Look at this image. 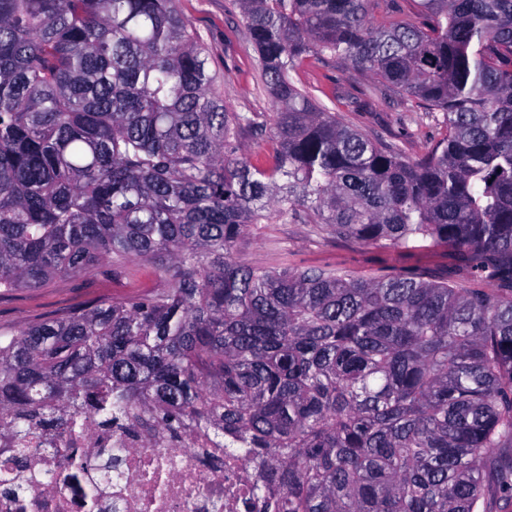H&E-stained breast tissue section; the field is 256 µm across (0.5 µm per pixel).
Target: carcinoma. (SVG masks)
<instances>
[{"label": "carcinoma", "instance_id": "1", "mask_svg": "<svg viewBox=\"0 0 512 512\" xmlns=\"http://www.w3.org/2000/svg\"><path fill=\"white\" fill-rule=\"evenodd\" d=\"M236 0L273 105L243 131L179 0H0V294L128 259L164 288L0 333V437L178 433L264 512H503L512 497V0ZM333 61L442 113L419 158L296 79ZM448 247L496 290L237 260L251 224Z\"/></svg>", "mask_w": 512, "mask_h": 512}]
</instances>
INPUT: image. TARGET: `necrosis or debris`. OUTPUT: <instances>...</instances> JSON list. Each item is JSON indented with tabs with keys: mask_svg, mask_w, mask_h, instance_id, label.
Here are the masks:
<instances>
[{
	"mask_svg": "<svg viewBox=\"0 0 512 512\" xmlns=\"http://www.w3.org/2000/svg\"><path fill=\"white\" fill-rule=\"evenodd\" d=\"M0 448V512H247L252 470L214 447L194 425L176 436L98 426L63 433L57 444L30 437L22 467Z\"/></svg>",
	"mask_w": 512,
	"mask_h": 512,
	"instance_id": "4bbe7bcc",
	"label": "necrosis or debris"
}]
</instances>
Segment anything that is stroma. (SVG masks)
<instances>
[{
    "label": "stroma",
    "mask_w": 512,
    "mask_h": 512,
    "mask_svg": "<svg viewBox=\"0 0 512 512\" xmlns=\"http://www.w3.org/2000/svg\"><path fill=\"white\" fill-rule=\"evenodd\" d=\"M183 16L208 47L210 67L218 76L224 104L232 112H250L271 123V108L257 86L256 53L244 39L235 0H180ZM301 84L324 91L354 93L358 78L337 71L335 65L310 62L298 73ZM348 123L376 138L395 142L406 158L425 154L440 138L442 127L422 109L400 112L372 99L347 113ZM239 259L253 266L273 267L288 261L296 267H325L351 274L386 275L422 272L443 279L456 261L448 248L420 243L410 248H385L352 239L318 235L312 225L276 222L253 224L238 240ZM127 274L116 275L98 266L85 276L61 277L45 288H20L0 296V332L17 330L48 316H61L97 299H122L134 291L133 278L144 285L161 282L137 262H127Z\"/></svg>",
    "instance_id": "1"
}]
</instances>
